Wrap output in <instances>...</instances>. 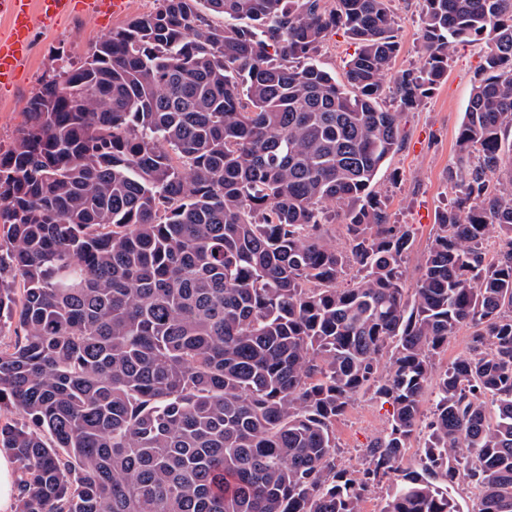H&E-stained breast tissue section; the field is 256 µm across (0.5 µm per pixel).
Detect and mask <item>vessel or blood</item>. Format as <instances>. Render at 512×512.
Here are the masks:
<instances>
[{
  "label": "vessel or blood",
  "instance_id": "obj_1",
  "mask_svg": "<svg viewBox=\"0 0 512 512\" xmlns=\"http://www.w3.org/2000/svg\"><path fill=\"white\" fill-rule=\"evenodd\" d=\"M98 0H0V19L8 29L0 34V88L12 87L24 70L35 25H48L82 12L93 18Z\"/></svg>",
  "mask_w": 512,
  "mask_h": 512
}]
</instances>
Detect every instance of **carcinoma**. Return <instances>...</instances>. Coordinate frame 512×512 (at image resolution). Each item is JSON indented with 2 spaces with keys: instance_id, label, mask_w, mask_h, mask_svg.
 <instances>
[{
  "instance_id": "obj_1",
  "label": "carcinoma",
  "mask_w": 512,
  "mask_h": 512,
  "mask_svg": "<svg viewBox=\"0 0 512 512\" xmlns=\"http://www.w3.org/2000/svg\"><path fill=\"white\" fill-rule=\"evenodd\" d=\"M390 2L157 0L31 100L0 154L14 512H362L390 475L383 512H458L460 484L512 512V0H423L392 111ZM340 29L343 83L317 61ZM481 39L456 198L409 286L412 233L375 178L451 49ZM460 326L470 351L439 372ZM367 391L391 419L355 469L335 426Z\"/></svg>"
}]
</instances>
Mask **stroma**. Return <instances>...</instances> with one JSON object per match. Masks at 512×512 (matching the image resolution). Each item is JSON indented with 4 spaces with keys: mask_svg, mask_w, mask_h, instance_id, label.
Masks as SVG:
<instances>
[{
    "mask_svg": "<svg viewBox=\"0 0 512 512\" xmlns=\"http://www.w3.org/2000/svg\"><path fill=\"white\" fill-rule=\"evenodd\" d=\"M155 7L156 0H128L127 12L120 16L107 15L93 23L76 13L55 27H36L31 55L21 78L13 88L0 91V152L13 145L30 100L52 78L58 57L81 64L95 43ZM391 9L400 42L393 64L394 72L398 73L421 63V4L420 0H392ZM487 52L482 40L456 45L445 79L434 86L419 106L405 112V145L377 175L375 189L388 200L393 221L409 225L413 231V245L404 264L406 281L417 277L436 231L437 216L455 197L448 170L459 162L458 130L472 88L483 73ZM390 411V405L370 393L351 402L336 423L341 463L354 465L361 460L367 444L388 427Z\"/></svg>",
    "mask_w": 512,
    "mask_h": 512,
    "instance_id": "obj_1",
    "label": "stroma"
}]
</instances>
